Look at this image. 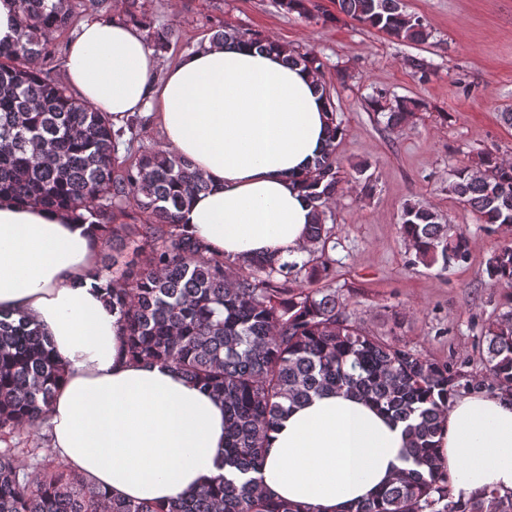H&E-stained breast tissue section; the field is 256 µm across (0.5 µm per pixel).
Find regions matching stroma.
Listing matches in <instances>:
<instances>
[{"label":"stroma","mask_w":512,"mask_h":512,"mask_svg":"<svg viewBox=\"0 0 512 512\" xmlns=\"http://www.w3.org/2000/svg\"><path fill=\"white\" fill-rule=\"evenodd\" d=\"M175 31L158 61V76L198 49L209 33L205 17L228 28H248L289 48L320 51L327 62L337 118L344 134L337 146L343 165L369 163L377 179L372 196L348 183L333 205L336 217L335 287L366 330L441 362H465L470 376L484 374L482 326L504 311L500 289L483 273L486 260L512 241V225L489 231L449 196L448 178L466 152L488 148L512 161V0H405L434 31L430 44L391 40L318 0L327 20H307L274 0H143ZM432 66L419 80L411 59ZM346 69V85L336 82ZM377 91L422 99L413 125L391 131L367 106ZM422 203L466 229L470 255L447 272L408 265L399 232L407 203Z\"/></svg>","instance_id":"1"}]
</instances>
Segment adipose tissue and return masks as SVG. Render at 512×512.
<instances>
[{
    "instance_id": "adipose-tissue-1",
    "label": "adipose tissue",
    "mask_w": 512,
    "mask_h": 512,
    "mask_svg": "<svg viewBox=\"0 0 512 512\" xmlns=\"http://www.w3.org/2000/svg\"><path fill=\"white\" fill-rule=\"evenodd\" d=\"M73 94L122 125L155 112L168 145L209 182L181 223L236 259L298 260L311 208L294 180L324 138L314 77L276 53L209 43L165 77L142 33L90 18L69 45ZM99 241L70 213L0 200V312L39 324L65 376L47 423L54 454L109 496L164 503L224 473V404L169 368L130 362ZM454 496L512 492V403L457 397L436 438ZM406 436L361 400L312 397L269 433L259 473L275 497L348 512L403 468Z\"/></svg>"
}]
</instances>
